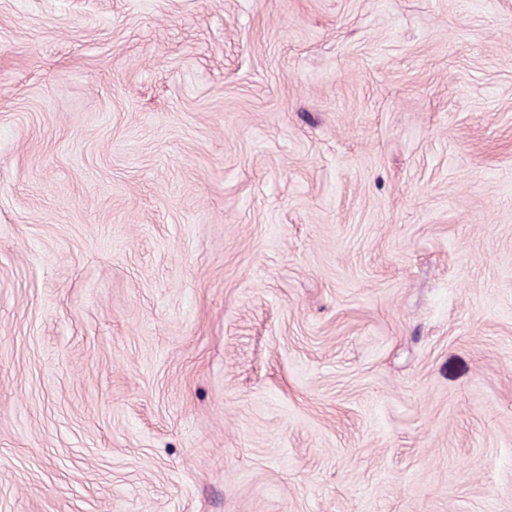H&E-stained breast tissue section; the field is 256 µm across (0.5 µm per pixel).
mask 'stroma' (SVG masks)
Masks as SVG:
<instances>
[{"label": "stroma", "mask_w": 512, "mask_h": 512, "mask_svg": "<svg viewBox=\"0 0 512 512\" xmlns=\"http://www.w3.org/2000/svg\"><path fill=\"white\" fill-rule=\"evenodd\" d=\"M0 512H512V0H0Z\"/></svg>", "instance_id": "35a3bbf8"}]
</instances>
